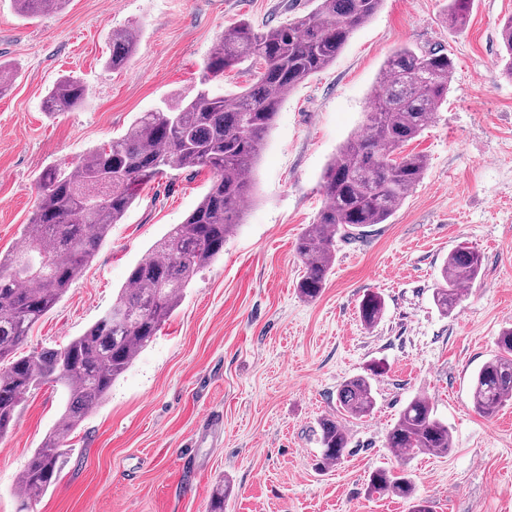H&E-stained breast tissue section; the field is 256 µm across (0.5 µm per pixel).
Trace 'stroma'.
Returning <instances> with one entry per match:
<instances>
[{"label":"stroma","instance_id":"stroma-1","mask_svg":"<svg viewBox=\"0 0 512 512\" xmlns=\"http://www.w3.org/2000/svg\"><path fill=\"white\" fill-rule=\"evenodd\" d=\"M445 0H383L336 60L282 101L258 162L255 193L223 254L191 280L154 341L70 435L56 481L22 505L21 471L58 424L66 399L32 391L0 437V512H208L219 483L224 512H409L369 494V474L399 459L386 435L423 396L447 423V454L410 459L433 512H512V404L494 417L473 407L471 383L512 324V78L500 59L512 0H473L466 25L442 18ZM315 0H69L19 16L0 0V252L23 242L37 179L125 134L140 113L195 94L225 27L288 22ZM140 30L127 66L105 61L114 30ZM440 50L456 64L448 101L409 143L427 170L387 223L339 240L312 301L296 283L297 238L324 204L322 175L362 130L368 97L400 46ZM64 75L86 105L54 116L43 101ZM208 171H175L142 186L83 275L32 329L24 352L60 348L111 308L131 268L197 206ZM478 250L482 267L452 313L434 301L449 253ZM380 292L384 312L362 324L358 305ZM385 366L370 416L345 419L350 448L317 469L318 421L335 413L347 379Z\"/></svg>","mask_w":512,"mask_h":512}]
</instances>
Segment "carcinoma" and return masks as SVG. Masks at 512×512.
I'll return each mask as SVG.
<instances>
[{"label":"carcinoma","instance_id":"obj_1","mask_svg":"<svg viewBox=\"0 0 512 512\" xmlns=\"http://www.w3.org/2000/svg\"><path fill=\"white\" fill-rule=\"evenodd\" d=\"M21 15L35 18L61 9L67 0H15ZM382 0H318L315 9L288 24L265 30L241 21L224 29L201 70L197 93L143 112L127 132L71 164L58 163L39 178L40 193L24 244L0 257V437L13 427L28 394L53 382L68 394L62 422L30 457L16 494L25 500L48 489L60 471L62 447L82 419L108 395L113 383L157 336L178 307L184 288L224 251V241L242 222L243 203L254 191L253 171L274 126L280 103L299 83L326 69L353 33L378 11ZM471 0H445V23L465 24ZM133 28L112 31L106 65L121 69L138 42ZM504 71L512 77V18L501 29ZM248 63L251 79L231 98L210 86L224 71ZM454 61L439 51L403 46L385 61L369 97L361 135L347 140L322 176L325 203L296 242L303 265L297 288L307 300L325 287L336 258V240L372 224L385 223L423 179L426 157L405 152L448 98ZM87 86L64 76L49 90L50 115L82 106ZM206 169L209 187L183 223L172 227L131 270L128 285L112 308L65 347L23 354L33 326L81 277L112 225L120 223L142 185L168 170ZM481 255L465 246L448 254L442 282L434 291L445 313L474 282ZM385 302L378 292L364 296L359 317L371 327ZM346 380L337 391L339 412L357 418L376 405L374 377ZM474 408L495 415L512 401V327L497 337V353L475 374ZM321 465L344 460L349 437L335 415L319 420ZM390 448L409 460L446 454L453 448L448 424L424 397L412 399L387 434ZM371 493L410 501L411 512H433L416 495L404 467L378 468L368 479Z\"/></svg>","mask_w":512,"mask_h":512}]
</instances>
